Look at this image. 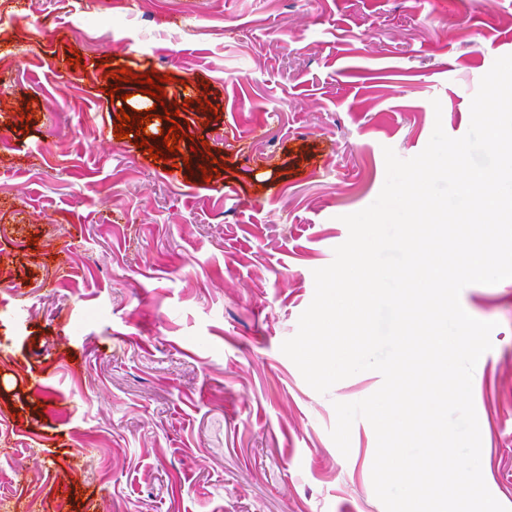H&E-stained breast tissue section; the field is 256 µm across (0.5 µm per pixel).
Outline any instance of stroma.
I'll return each mask as SVG.
<instances>
[{
    "label": "stroma",
    "instance_id": "stroma-1",
    "mask_svg": "<svg viewBox=\"0 0 512 512\" xmlns=\"http://www.w3.org/2000/svg\"><path fill=\"white\" fill-rule=\"evenodd\" d=\"M506 55L512 0H0V512H385L370 423L330 437L381 375L322 395L281 344L384 148L465 135ZM124 68L166 79L167 159L114 134ZM460 302L512 508V278Z\"/></svg>",
    "mask_w": 512,
    "mask_h": 512
}]
</instances>
